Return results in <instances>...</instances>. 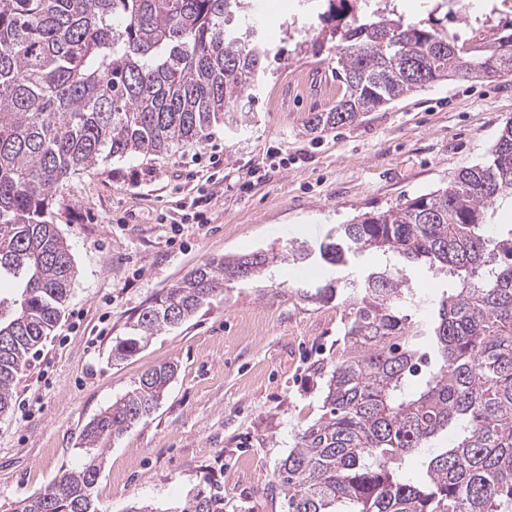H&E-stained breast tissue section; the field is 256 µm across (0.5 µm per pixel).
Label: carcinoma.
<instances>
[{"label":"carcinoma","mask_w":512,"mask_h":512,"mask_svg":"<svg viewBox=\"0 0 512 512\" xmlns=\"http://www.w3.org/2000/svg\"><path fill=\"white\" fill-rule=\"evenodd\" d=\"M320 34L336 49L342 93L313 112L306 131L356 121L442 81L512 74V31L462 43L441 19L426 23L368 14L345 19L348 0H322ZM248 0H0V279L19 278L21 297L0 298V416L14 386L52 334L75 268L47 211L58 186L103 157L168 153L199 145L216 124H242L249 81L269 50ZM512 205V121L486 162L462 168L444 188L400 207L362 213L322 241L288 249L346 268L372 252L399 266L299 290L315 304L341 297L346 311L336 357L316 364L327 378L323 414L301 429L277 470L288 512H512V224L488 225ZM281 256L257 251L212 258L149 299L112 357L134 356L154 333L191 319L230 281L265 273ZM447 274L430 317L404 269ZM177 372L162 363L84 427L82 466L65 472L11 512H98L92 490L102 451L149 416ZM446 445L405 460L429 442ZM174 512H224L217 487L186 496Z\"/></svg>","instance_id":"cac0c4a2"}]
</instances>
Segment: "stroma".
<instances>
[{
  "mask_svg": "<svg viewBox=\"0 0 512 512\" xmlns=\"http://www.w3.org/2000/svg\"><path fill=\"white\" fill-rule=\"evenodd\" d=\"M270 50L243 98L245 123L216 125L200 148L110 157L60 184L48 219L77 277L61 320L15 385L0 419V507L42 491L84 461L83 427L164 362L177 373L153 413L112 441L93 498L99 512L133 503L172 512L216 482L224 512H288L272 493L299 430L323 413L314 361L335 357L343 307L300 298L292 262L274 279L225 288L191 320L117 362L145 302L211 258L317 245L337 224L447 186L484 161L512 118V75L437 83L323 133L304 122L342 91L333 49L299 0H254ZM306 43L297 46V31ZM211 197L208 206L200 200Z\"/></svg>",
  "mask_w": 512,
  "mask_h": 512,
  "instance_id": "35a3bbf8",
  "label": "stroma"
}]
</instances>
